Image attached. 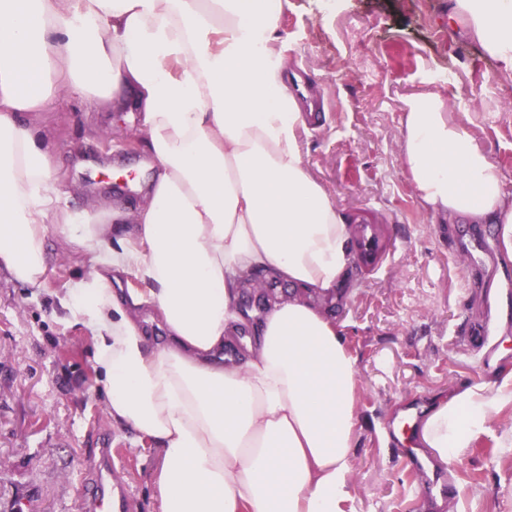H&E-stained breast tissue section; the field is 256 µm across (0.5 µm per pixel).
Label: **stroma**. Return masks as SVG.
I'll list each match as a JSON object with an SVG mask.
<instances>
[{
  "label": "stroma",
  "instance_id": "35a3bbf8",
  "mask_svg": "<svg viewBox=\"0 0 512 512\" xmlns=\"http://www.w3.org/2000/svg\"><path fill=\"white\" fill-rule=\"evenodd\" d=\"M288 0L280 21L287 72H304L324 94L322 119L301 133L304 159L357 230L383 225L386 249L368 271L351 264L346 284L322 307L343 323L358 358V427L346 512H432L421 477L396 448L403 410L475 384L512 376V262L495 278L497 362L466 347L482 320L467 296L470 257L460 241L490 224H436L399 161L401 120L412 96L435 93L497 166L512 195V76L473 40L454 34L444 0ZM24 122L47 132L63 202L91 213L140 193L100 186L107 171L150 163L137 136L140 116L62 100ZM45 289L0 272V512H85L88 480L103 448L112 486L129 512H159L149 443L112 423L94 385L93 346L65 323L57 293L85 275L89 255L47 235ZM456 478L441 512H512V404L492 417L450 467Z\"/></svg>",
  "mask_w": 512,
  "mask_h": 512
}]
</instances>
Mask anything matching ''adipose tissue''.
I'll return each instance as SVG.
<instances>
[{
    "label": "adipose tissue",
    "mask_w": 512,
    "mask_h": 512,
    "mask_svg": "<svg viewBox=\"0 0 512 512\" xmlns=\"http://www.w3.org/2000/svg\"><path fill=\"white\" fill-rule=\"evenodd\" d=\"M288 0H0V270L42 288L46 237L94 264L60 298L94 350L112 421L159 451L160 512H345L357 360L312 292L335 295L354 229L301 151L284 79ZM452 27L512 74V0H448ZM141 114L155 173L132 209L64 206L45 138L21 119L59 97ZM400 162L440 223L496 225L512 195L444 99L406 103ZM135 276L140 290L125 291ZM279 289L246 319L245 291ZM149 305L163 335L134 314ZM252 338L230 357L242 327ZM512 387L478 384L425 419L448 461Z\"/></svg>",
    "instance_id": "adipose-tissue-1"
}]
</instances>
